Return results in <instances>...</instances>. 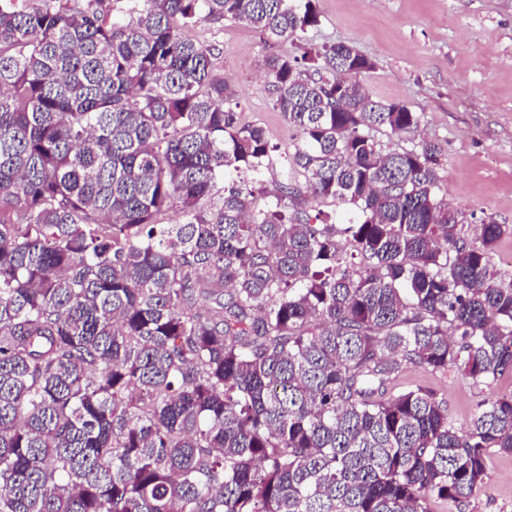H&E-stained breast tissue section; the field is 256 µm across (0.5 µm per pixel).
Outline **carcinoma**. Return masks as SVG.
<instances>
[{
	"mask_svg": "<svg viewBox=\"0 0 512 512\" xmlns=\"http://www.w3.org/2000/svg\"><path fill=\"white\" fill-rule=\"evenodd\" d=\"M130 2L0 0V512L466 505L512 453V392L459 430L394 382L512 373L503 225L466 236L439 148L375 138L422 114L303 41L313 0ZM226 18L301 41L266 60L297 141L265 194L275 147L189 34ZM299 177L349 218L310 223Z\"/></svg>",
	"mask_w": 512,
	"mask_h": 512,
	"instance_id": "obj_1",
	"label": "carcinoma"
}]
</instances>
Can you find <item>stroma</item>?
Listing matches in <instances>:
<instances>
[{"label": "stroma", "instance_id": "stroma-1", "mask_svg": "<svg viewBox=\"0 0 512 512\" xmlns=\"http://www.w3.org/2000/svg\"><path fill=\"white\" fill-rule=\"evenodd\" d=\"M315 7L318 22L306 33L309 42L354 46L373 62L361 81L374 100L422 113L423 137L441 149L438 185L463 228L504 225L491 262L503 281L512 282V267L502 263L512 254V0H315ZM192 36L212 48L216 73L235 91L239 121L262 126L280 156H287L297 133L273 108L256 63L294 51L296 41L270 45L230 19L200 23ZM395 385L434 391L447 402L450 420L464 429L489 393L512 390V378L488 388L455 370L408 369ZM430 509L512 512V455L490 452L484 483L465 507L436 499Z\"/></svg>", "mask_w": 512, "mask_h": 512}]
</instances>
